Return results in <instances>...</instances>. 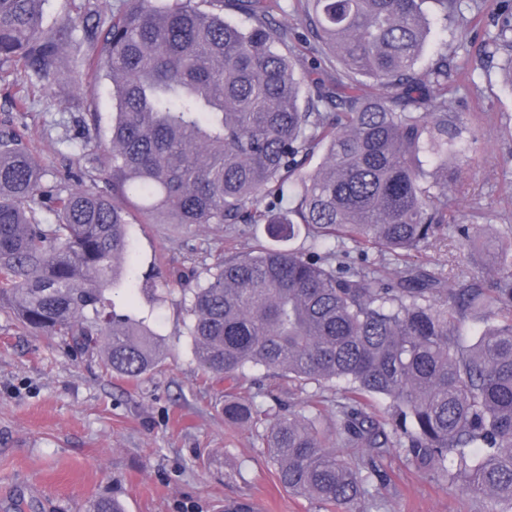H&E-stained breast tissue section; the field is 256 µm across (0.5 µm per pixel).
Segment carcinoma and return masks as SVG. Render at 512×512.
<instances>
[{
  "mask_svg": "<svg viewBox=\"0 0 512 512\" xmlns=\"http://www.w3.org/2000/svg\"><path fill=\"white\" fill-rule=\"evenodd\" d=\"M46 0H0V81L25 99L56 81V58L78 18L45 22ZM462 0H299L297 35L272 22L278 0H121L85 8L88 69L112 83L104 136L76 146L85 163L110 156L112 192L48 184L28 146L0 129V303L25 328L98 347L107 370L139 378L158 367L157 333L111 310L106 291L128 271L126 199L146 224H263L270 243L209 269L190 294L195 357L217 382L263 369L302 386L344 385L336 413L346 459L318 414L276 403L224 401V418L264 425V452L282 487L352 512L387 485L392 450L451 485L512 512V224L493 242L488 284L407 263L453 225L462 245L482 228L456 214L449 189L470 161L463 114L448 111V62L416 72L435 26ZM231 11L249 18L241 26ZM493 53L512 61V10L492 20ZM311 53L299 73L294 58ZM336 69L331 84L317 76ZM322 163L305 165L318 150ZM46 208L55 223L42 224ZM306 232L302 251L290 242ZM333 241L404 264L333 263ZM488 320L469 343L462 324ZM389 402L388 417L363 411Z\"/></svg>",
  "mask_w": 512,
  "mask_h": 512,
  "instance_id": "obj_1",
  "label": "carcinoma"
}]
</instances>
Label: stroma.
I'll return each mask as SVG.
<instances>
[{
  "label": "stroma",
  "instance_id": "obj_1",
  "mask_svg": "<svg viewBox=\"0 0 512 512\" xmlns=\"http://www.w3.org/2000/svg\"><path fill=\"white\" fill-rule=\"evenodd\" d=\"M76 41L59 57L54 84L35 88L27 107L0 85V127L19 130L46 171L47 181L76 167L75 142L92 138L78 118L92 109L102 125L112 117L108 80L87 78L79 95L70 81ZM450 64L463 57L482 62L479 92L463 90L448 108L465 113L476 138L473 161L453 190L465 214L484 211L489 227L472 249L444 236L413 262L430 268L464 266L469 257L495 262L484 245L500 225L512 224V83L498 58L488 57L483 33L458 29L446 46L431 44L421 61L438 55ZM130 268L134 287H162L179 277L205 278L224 256L266 243L263 226L249 224H145L132 212ZM116 311L146 317L160 335V365L140 379L108 373L99 350L75 353L59 337L19 327L0 308V512H86L102 495L118 496L125 512H224L230 501L261 500L264 512H324L322 506L283 488L263 454L260 431L249 422L225 420V397L250 399L258 410L282 401L300 410L315 405L321 434L336 443V411L346 397L339 384L301 387L282 377L250 371L234 382L210 383L188 335L190 317L180 292L153 303L137 295L113 297ZM389 483L358 512H494L489 498L465 486H447L436 472L417 467L398 452L379 460Z\"/></svg>",
  "mask_w": 512,
  "mask_h": 512
}]
</instances>
